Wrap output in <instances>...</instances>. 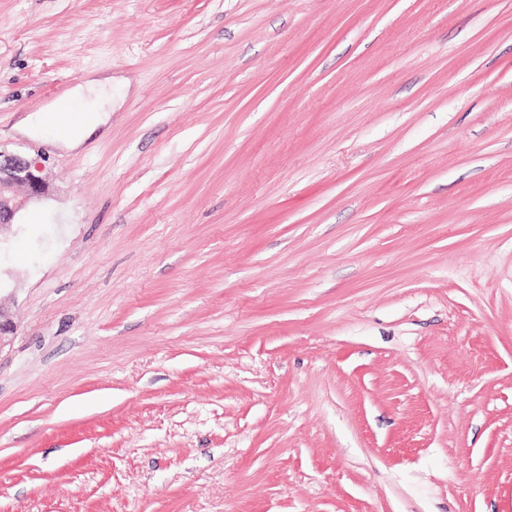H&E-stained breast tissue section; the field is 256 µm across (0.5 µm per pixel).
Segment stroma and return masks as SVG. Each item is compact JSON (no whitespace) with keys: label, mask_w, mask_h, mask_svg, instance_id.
Returning <instances> with one entry per match:
<instances>
[{"label":"stroma","mask_w":512,"mask_h":512,"mask_svg":"<svg viewBox=\"0 0 512 512\" xmlns=\"http://www.w3.org/2000/svg\"><path fill=\"white\" fill-rule=\"evenodd\" d=\"M0 147V512H512V0H0ZM101 81L89 79L85 86L79 85L66 93L46 112H42V120L48 127L67 126L69 131L63 135V139L74 141L78 138L83 127L94 118V111L84 112L78 120L73 117L72 103L83 96L84 89L89 92H96L98 98H103L101 90H96L95 86L100 85ZM65 122V123H64ZM64 123V124H59ZM46 158L23 157L0 151V232L15 224L17 214L49 191Z\"/></svg>","instance_id":"obj_1"}]
</instances>
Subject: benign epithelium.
<instances>
[{"label":"benign epithelium","mask_w":512,"mask_h":512,"mask_svg":"<svg viewBox=\"0 0 512 512\" xmlns=\"http://www.w3.org/2000/svg\"><path fill=\"white\" fill-rule=\"evenodd\" d=\"M48 191L45 157L0 151V230L14 224L28 201L39 199Z\"/></svg>","instance_id":"benign-epithelium-1"}]
</instances>
